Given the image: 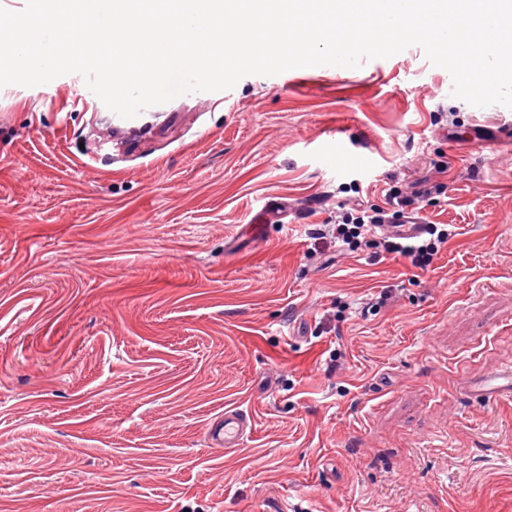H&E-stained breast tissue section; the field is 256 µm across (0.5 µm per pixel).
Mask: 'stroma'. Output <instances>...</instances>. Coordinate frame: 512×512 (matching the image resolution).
Returning a JSON list of instances; mask_svg holds the SVG:
<instances>
[{"label": "stroma", "instance_id": "obj_1", "mask_svg": "<svg viewBox=\"0 0 512 512\" xmlns=\"http://www.w3.org/2000/svg\"><path fill=\"white\" fill-rule=\"evenodd\" d=\"M452 89L413 45L105 143L81 74L0 87V512H512V108ZM393 188L427 269L323 235ZM251 427L250 418L236 409H228L224 411V426L211 429L209 440L214 447L230 449L239 444Z\"/></svg>", "mask_w": 512, "mask_h": 512}]
</instances>
